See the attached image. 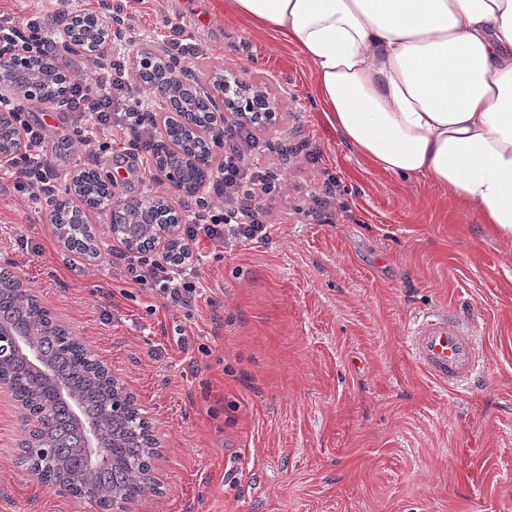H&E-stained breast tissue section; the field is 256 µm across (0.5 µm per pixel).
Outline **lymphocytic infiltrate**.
I'll return each instance as SVG.
<instances>
[{
  "label": "lymphocytic infiltrate",
  "mask_w": 512,
  "mask_h": 512,
  "mask_svg": "<svg viewBox=\"0 0 512 512\" xmlns=\"http://www.w3.org/2000/svg\"><path fill=\"white\" fill-rule=\"evenodd\" d=\"M81 4L82 0H53L50 15L36 16L23 24L10 14L0 13V49L11 52L27 47L53 56ZM134 42L130 35L112 41L102 49L101 66L91 71L74 70L62 107L70 117L68 138L83 147L86 162L109 158L118 164L130 160L139 163L145 181L141 198L146 201L152 196L151 163L160 141L152 92L131 78L130 48ZM0 110L15 114L27 139L25 154L6 170L8 178L16 193L34 209H42L53 202L60 187V175L45 152L49 131L44 125L30 123L25 106L1 93ZM256 147L252 128L225 129L219 144L223 158L211 186L193 201L180 204L185 240L221 247L267 237L270 227L258 216L281 198L283 186L254 166L251 156ZM127 269L135 284L155 291L172 307L191 308L201 296L196 273L172 267L167 260L131 256Z\"/></svg>",
  "instance_id": "f902f5d3"
}]
</instances>
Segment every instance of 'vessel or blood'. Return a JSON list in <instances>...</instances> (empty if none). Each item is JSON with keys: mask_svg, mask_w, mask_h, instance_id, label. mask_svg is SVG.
<instances>
[{"mask_svg": "<svg viewBox=\"0 0 512 512\" xmlns=\"http://www.w3.org/2000/svg\"><path fill=\"white\" fill-rule=\"evenodd\" d=\"M409 347L423 373L439 384H464L475 378L477 342L449 313L423 316L409 338Z\"/></svg>", "mask_w": 512, "mask_h": 512, "instance_id": "b4317fda", "label": "vessel or blood"}]
</instances>
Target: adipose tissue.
Returning a JSON list of instances; mask_svg holds the SVG:
<instances>
[{"label": "adipose tissue", "mask_w": 512, "mask_h": 512, "mask_svg": "<svg viewBox=\"0 0 512 512\" xmlns=\"http://www.w3.org/2000/svg\"><path fill=\"white\" fill-rule=\"evenodd\" d=\"M314 72L327 126L512 239V0H224Z\"/></svg>", "instance_id": "1"}]
</instances>
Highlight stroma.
Returning <instances> with one entry per match:
<instances>
[{"label": "stroma", "mask_w": 512, "mask_h": 512, "mask_svg": "<svg viewBox=\"0 0 512 512\" xmlns=\"http://www.w3.org/2000/svg\"><path fill=\"white\" fill-rule=\"evenodd\" d=\"M209 0H150L136 48L172 25L204 67L278 102L255 161L285 195L262 240L193 247L190 310L132 285L118 248L62 250L0 178V264L119 374L150 415L160 492L129 512H512V240L426 182L385 172L329 132L310 66ZM336 194L308 214L324 179ZM452 310L480 345L475 384L418 368L422 314ZM190 349L177 344L179 334ZM22 416L0 391V512H96L21 466Z\"/></svg>", "instance_id": "35a3bbf8"}]
</instances>
